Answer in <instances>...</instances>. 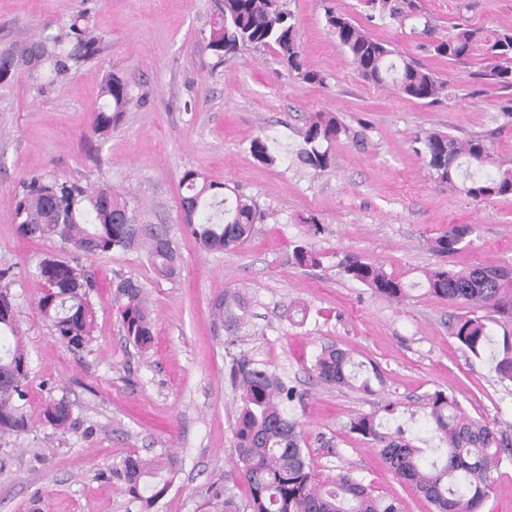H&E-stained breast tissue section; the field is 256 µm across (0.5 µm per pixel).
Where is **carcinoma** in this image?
I'll return each instance as SVG.
<instances>
[{
    "instance_id": "1",
    "label": "carcinoma",
    "mask_w": 512,
    "mask_h": 512,
    "mask_svg": "<svg viewBox=\"0 0 512 512\" xmlns=\"http://www.w3.org/2000/svg\"><path fill=\"white\" fill-rule=\"evenodd\" d=\"M370 17L404 22L419 20L416 0H364ZM329 32L350 57L358 74L375 84L390 83L406 98L433 103L445 92L447 82L430 69L374 37L344 14L326 11ZM98 37L79 14L60 34L0 45V85L25 72L38 80L46 74L61 75L98 52ZM208 47L218 55L269 47L302 79L321 83L319 74L304 69L302 48L292 12L282 0H222L208 35ZM428 49L450 61L474 58L494 61L489 72L497 84L512 86V30L457 24L445 38H434ZM103 103L94 112L93 133L106 138L131 103L126 80L108 73L103 81ZM347 133L334 116L322 112L301 132L298 159L315 172L333 162L332 145ZM437 178L475 201L512 196V168L488 171L490 147L477 136L460 140L451 134L429 132L415 139ZM251 154L268 165L282 155L262 137L250 142ZM181 219L202 251L231 250L251 238L259 216L256 201L227 184L216 183L196 170L181 177ZM13 215L20 233L31 240L52 239L70 255L44 258L32 274L36 283L38 314L68 347L79 350L92 340L96 311L90 300L96 288L93 274L82 260L114 250L142 249L154 273L174 280L180 273L179 256L168 234L154 224H127L133 217L128 203L107 187L89 189L76 182L34 174L25 179L13 197ZM474 228L452 224L431 240L440 255L459 250ZM293 263L318 267L321 256L306 244L294 246ZM345 276L373 293L401 301L409 288L402 278L383 266L359 256L341 262ZM512 277L506 266L477 265L466 271L444 266L424 274L426 294L452 303L489 309L512 318V300L502 298L501 284ZM0 275V439L18 435L28 427L23 410L29 361L20 334L19 319L8 284ZM112 307L119 315L123 336L146 353L154 341L152 310L144 284L121 278L112 284ZM215 316L231 330L249 315V306L238 292H224L213 303ZM452 335L477 359L489 357L501 381L512 383V334L497 343L483 316L458 319ZM314 370L325 385L349 387L366 394L380 391L384 381L376 369L356 360L350 352L330 346L318 355ZM230 379L239 392L240 406L233 454L239 476L249 488L251 512H401L399 502L374 494L363 480L342 471L330 480H319L302 447L299 423L288 417L282 404L293 389L276 372L246 359H237ZM400 404L382 407L383 415L364 414L351 429L378 449L390 472L411 484L435 512H481L491 489V472L502 456L512 458V444L502 431L463 412L456 398L444 391L429 394L422 403L429 447L417 445L413 418L400 421ZM39 422L55 430L74 425L71 408L48 402ZM178 458L170 453L153 457L127 454L113 465L128 494L151 512L169 492L178 471Z\"/></svg>"
}]
</instances>
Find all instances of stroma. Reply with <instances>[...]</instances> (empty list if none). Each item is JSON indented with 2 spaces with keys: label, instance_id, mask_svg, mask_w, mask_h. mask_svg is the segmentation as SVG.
I'll use <instances>...</instances> for the list:
<instances>
[{
  "label": "stroma",
  "instance_id": "1",
  "mask_svg": "<svg viewBox=\"0 0 512 512\" xmlns=\"http://www.w3.org/2000/svg\"><path fill=\"white\" fill-rule=\"evenodd\" d=\"M435 35L464 23L512 28V0H419ZM220 0H0V41L59 34L88 12L101 39L95 58L51 84L18 74L0 86V271L15 275L11 291L30 361L24 410L33 428L0 440V512H142L112 476L124 455L173 452L181 466L153 512H250L249 490L232 448L239 397L229 371L246 358L285 377L293 390L284 410L301 427L319 479L353 472L376 494L397 498L402 512H434L397 480L351 421L389 402L420 409L437 390L464 411L512 438V384L488 359L474 358L451 334L466 306L411 290L395 302L344 276L339 260L365 256L386 271L418 280L442 264L512 266V197L474 202L430 175L414 140L429 131L477 136L493 164L512 167V87L493 83L483 60L434 55L410 24L368 17L361 0H288L299 28L309 83L273 49L217 57L207 47ZM347 14L373 36L432 70L448 94L426 104L393 86L361 79L330 35L326 9ZM125 78L133 99L105 139L91 125L107 72ZM335 116L348 129L321 173L301 167L293 151L310 115ZM269 138L287 152L268 166L249 151ZM200 170L255 199L263 213L253 236L223 252L201 251L180 218V179ZM34 173L127 192L141 222L165 226L180 256L173 281L156 280L142 252L92 259L97 288L95 340L76 352L52 335L35 308L28 271L54 253L49 240L24 238L12 198ZM452 224H470L469 243L442 257L428 242ZM323 257L321 266L291 262L296 242ZM150 291L154 345L140 353L126 343L112 311L116 276ZM252 302L249 320L227 333L212 315L224 290ZM307 311L303 324L291 308ZM334 344L375 365L383 389L366 395L320 383L314 363ZM71 405L74 430L38 426L48 401ZM225 488V498L213 491Z\"/></svg>",
  "mask_w": 512,
  "mask_h": 512
}]
</instances>
